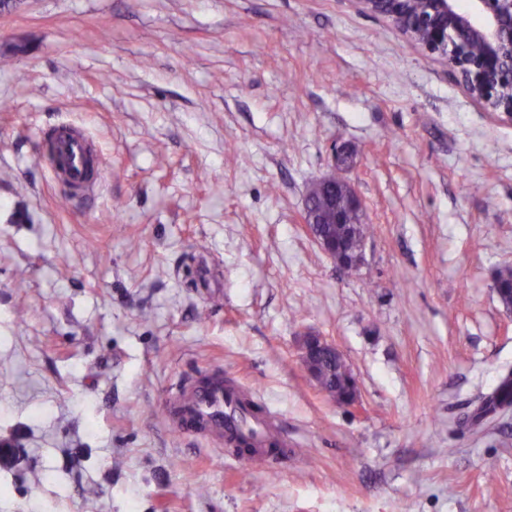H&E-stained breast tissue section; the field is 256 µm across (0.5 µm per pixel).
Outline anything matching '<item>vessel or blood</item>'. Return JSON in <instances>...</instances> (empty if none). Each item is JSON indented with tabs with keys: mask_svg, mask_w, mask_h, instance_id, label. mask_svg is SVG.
Instances as JSON below:
<instances>
[{
	"mask_svg": "<svg viewBox=\"0 0 512 512\" xmlns=\"http://www.w3.org/2000/svg\"><path fill=\"white\" fill-rule=\"evenodd\" d=\"M45 145L54 156L53 173L71 194L83 196L99 185L93 171V141L77 126L62 124L47 133ZM256 398L214 372L178 384L166 406L169 422L179 431L224 446L248 444L252 460L262 461L271 449L287 453L271 412L255 410Z\"/></svg>",
	"mask_w": 512,
	"mask_h": 512,
	"instance_id": "vessel-or-blood-1",
	"label": "vessel or blood"
}]
</instances>
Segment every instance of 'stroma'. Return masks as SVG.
<instances>
[{"label": "stroma", "mask_w": 512, "mask_h": 512, "mask_svg": "<svg viewBox=\"0 0 512 512\" xmlns=\"http://www.w3.org/2000/svg\"><path fill=\"white\" fill-rule=\"evenodd\" d=\"M62 123L103 156L94 196L53 176ZM336 146L374 228L354 271L301 222ZM505 265L512 124L357 0L0 12V512H512V410L462 422L512 371ZM215 369L297 455L228 462L166 421ZM321 348H330V349L335 350L337 353H339V351L336 349V347L332 343H329L322 337L308 336L304 342L303 355H302L303 363L305 365V368H306L308 374L319 386H320V380H319V376H318L317 372L313 368L312 355L317 349H321ZM323 381L321 389L329 398L339 402L347 393L346 378L349 368L343 358L323 355L318 361Z\"/></svg>", "instance_id": "1"}]
</instances>
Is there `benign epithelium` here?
<instances>
[{
  "label": "benign epithelium",
  "mask_w": 512,
  "mask_h": 512,
  "mask_svg": "<svg viewBox=\"0 0 512 512\" xmlns=\"http://www.w3.org/2000/svg\"><path fill=\"white\" fill-rule=\"evenodd\" d=\"M372 14L392 20L429 56L444 57L464 91L484 109L512 122V0H469L462 10L457 0H427L426 12L415 15L407 0H359ZM334 345L309 336L303 363L314 381L312 355Z\"/></svg>",
  "instance_id": "7a95c632"
}]
</instances>
